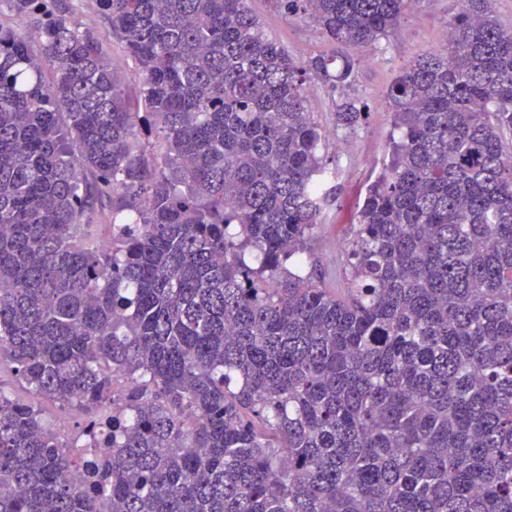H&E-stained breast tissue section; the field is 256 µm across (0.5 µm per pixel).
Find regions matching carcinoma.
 I'll list each match as a JSON object with an SVG mask.
<instances>
[{
    "mask_svg": "<svg viewBox=\"0 0 512 512\" xmlns=\"http://www.w3.org/2000/svg\"><path fill=\"white\" fill-rule=\"evenodd\" d=\"M98 2L140 109L65 0L0 22V363L105 448L0 388V512H512V28L490 0L385 92L398 135L340 293L306 270L331 179L307 83L348 84L418 0H270L336 45L303 65L247 0ZM367 116L346 98L336 128Z\"/></svg>",
    "mask_w": 512,
    "mask_h": 512,
    "instance_id": "1",
    "label": "carcinoma"
}]
</instances>
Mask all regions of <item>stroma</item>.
<instances>
[{"instance_id": "obj_1", "label": "stroma", "mask_w": 512, "mask_h": 512, "mask_svg": "<svg viewBox=\"0 0 512 512\" xmlns=\"http://www.w3.org/2000/svg\"><path fill=\"white\" fill-rule=\"evenodd\" d=\"M67 2L81 29L101 35L103 51L117 82L130 103H138L140 82L135 66L122 43L106 36L98 0ZM247 5L263 31L288 50L295 61L303 64L335 52V44L311 22L288 18L273 9L269 0H247ZM458 9L457 0H421L418 7L402 16L388 38L363 52L349 85L337 90L319 82L311 85L310 108L329 134L324 156L332 171L330 185L334 191L319 217L312 254L327 287L337 285L336 260L352 238V214L365 191L366 178L382 172L389 162L393 112L384 92L401 68L423 53L444 47L443 35ZM346 97L360 100L369 110L366 123L352 133L336 127V105Z\"/></svg>"}]
</instances>
